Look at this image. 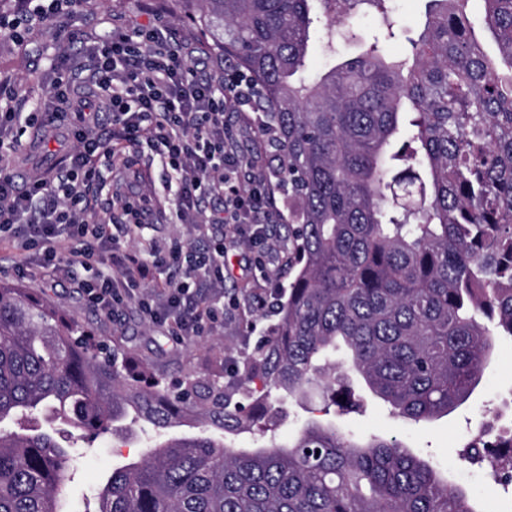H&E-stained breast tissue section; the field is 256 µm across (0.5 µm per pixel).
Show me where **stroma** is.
<instances>
[{
    "instance_id": "35a3bbf8",
    "label": "stroma",
    "mask_w": 512,
    "mask_h": 512,
    "mask_svg": "<svg viewBox=\"0 0 512 512\" xmlns=\"http://www.w3.org/2000/svg\"><path fill=\"white\" fill-rule=\"evenodd\" d=\"M173 0H80L73 13L45 22L32 35L28 48L18 47L0 36V100L25 97V112H37L48 95L56 65L69 72L85 74L87 59L77 51L60 57L63 33L79 37L105 34L113 20L134 19L142 23L166 22L175 39L192 38L205 47L207 39L192 23L181 17ZM114 235L122 247L146 249L150 244L170 245L181 241L196 250H205L207 239L198 237L186 224H169L156 213L145 216L141 234H124L122 224H114ZM288 269L284 260L271 268L255 269L243 275L225 276L220 288L205 289L207 299L223 298L224 322L210 332L186 339L169 340L162 329L145 322L139 296H132L116 313L105 315L90 305L74 281L55 278L45 285H33L40 300L60 306L77 324L91 329L116 352L132 351L153 372L178 380L188 374L206 372L216 355L225 358L224 383L234 385V365L257 344L262 331L245 325L247 313H260L261 303L273 302L276 289L287 287ZM512 394V338L498 337L496 352L480 386L464 404L451 413L420 423L391 418L383 402L369 396L364 409L337 417L336 423L358 436L377 434L396 438L416 455L440 463L453 483L465 486L481 501L484 512H512V488L504 487L491 476L487 465H472L461 457L464 445L486 421L496 416L503 394ZM144 450L138 437H99L78 459L74 477L63 489L73 512H83L87 500L105 480L112 468L137 460Z\"/></svg>"
}]
</instances>
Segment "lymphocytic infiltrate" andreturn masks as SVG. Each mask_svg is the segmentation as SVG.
Wrapping results in <instances>:
<instances>
[{
	"label": "lymphocytic infiltrate",
	"instance_id": "1",
	"mask_svg": "<svg viewBox=\"0 0 512 512\" xmlns=\"http://www.w3.org/2000/svg\"><path fill=\"white\" fill-rule=\"evenodd\" d=\"M90 61L84 83L57 76L43 102L54 119L42 123L40 140L67 147L63 164L27 174L21 157L0 167V231L19 227L24 248L34 250L21 277L77 278L100 262L107 272L84 284L86 299L102 312L118 311L136 289L152 324L181 341L212 329L223 307L204 302L193 311L181 301L192 284L224 279L223 240L195 255L181 243L130 252L112 227L93 221L102 187L101 161L128 165L132 152L148 154L174 191L170 219L208 236L216 225L277 221L259 156L241 122L247 105L237 74L200 76L191 67L195 46L175 42L170 29L137 21L114 24L106 35L78 45ZM221 197L223 208L211 204Z\"/></svg>",
	"mask_w": 512,
	"mask_h": 512
}]
</instances>
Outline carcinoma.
I'll return each mask as SVG.
<instances>
[{
    "label": "carcinoma",
    "mask_w": 512,
    "mask_h": 512,
    "mask_svg": "<svg viewBox=\"0 0 512 512\" xmlns=\"http://www.w3.org/2000/svg\"><path fill=\"white\" fill-rule=\"evenodd\" d=\"M235 61L262 112L273 176L288 183L281 252L295 270L277 321L237 368L172 392L28 289L0 281V512H70L75 455L32 418L87 442L143 423L158 441L112 469L86 512H480L468 489L391 438L361 441L332 414L349 375L393 416L448 414L479 386L495 337L512 336V0H429L404 57L336 22L360 11L394 37L393 0H178ZM481 4V20L473 6ZM495 41L488 51L483 31ZM334 62L311 69L310 42ZM322 395L321 418L276 441L271 393ZM243 434L269 437L238 447ZM502 437L479 433L480 461Z\"/></svg>",
    "instance_id": "carcinoma-1"
}]
</instances>
